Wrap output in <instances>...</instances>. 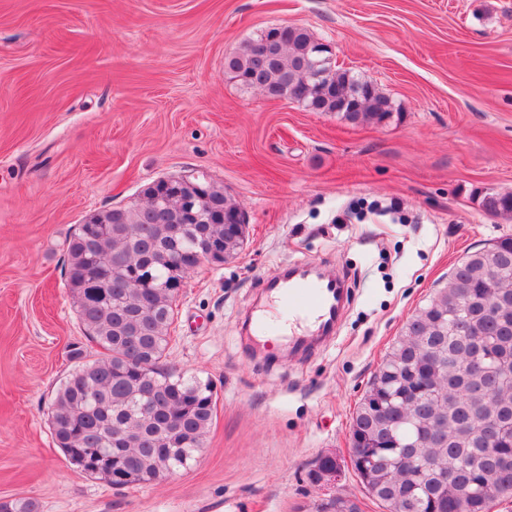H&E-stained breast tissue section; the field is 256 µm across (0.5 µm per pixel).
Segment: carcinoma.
Here are the masks:
<instances>
[{
	"label": "carcinoma",
	"mask_w": 512,
	"mask_h": 512,
	"mask_svg": "<svg viewBox=\"0 0 512 512\" xmlns=\"http://www.w3.org/2000/svg\"><path fill=\"white\" fill-rule=\"evenodd\" d=\"M272 34L226 58L224 70L245 89L271 91L313 112L345 122L382 124L393 117L390 99L347 70L310 61L323 44L286 26L277 59L260 48ZM144 198L100 210L67 240L64 281L84 336L103 357L78 363L48 413L53 441L83 473L124 487L153 483L184 467L205 445L215 412L211 381L187 379L163 363L175 301L193 266L180 268L206 238L224 260L242 249L247 229L226 224L240 210L224 187L187 177L177 188L155 180ZM487 214L512 218V192L478 199ZM180 227V234L172 228ZM512 236L468 253L448 282L407 322L351 418L357 449L354 470L376 501L406 512H489L512 498V389L498 371L474 379L462 370L472 347L512 352ZM496 425L493 438L485 426ZM431 443L463 466L443 482L418 464L404 478L400 461L411 436ZM0 512H39L30 498L0 503Z\"/></svg>",
	"instance_id": "obj_1"
}]
</instances>
